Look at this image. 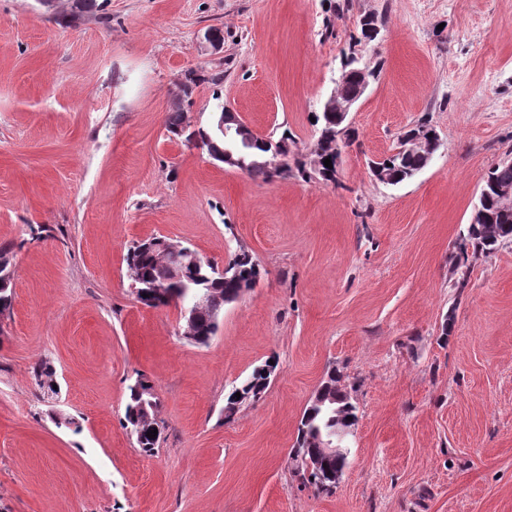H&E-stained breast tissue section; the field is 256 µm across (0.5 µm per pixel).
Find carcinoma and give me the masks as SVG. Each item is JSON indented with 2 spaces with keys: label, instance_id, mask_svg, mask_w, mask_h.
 <instances>
[{
  "label": "carcinoma",
  "instance_id": "obj_1",
  "mask_svg": "<svg viewBox=\"0 0 512 512\" xmlns=\"http://www.w3.org/2000/svg\"><path fill=\"white\" fill-rule=\"evenodd\" d=\"M360 32L364 39L373 41L380 33V27L386 24V19L373 14L360 18ZM357 56L351 54L345 58V77L342 80L343 92L349 94L357 87L355 70ZM320 127L314 139L309 144L311 162L313 165L297 161L295 165H286L281 170H272L266 166L267 149L265 137L252 139L250 145L238 152L229 143L224 148L234 151L235 157L243 158L240 169L246 171L252 178L269 181L274 176L288 177L298 175L303 179H312L317 175L324 180H332L336 168L324 165L325 159L336 163L339 153L336 152V122L332 115L321 113L317 118ZM167 130L176 138H182L186 143L205 148V138L213 135L214 128H198L186 131L188 127L186 115L179 109L168 113ZM428 163V159L416 154H393L381 160L379 165L388 177L391 185L400 184L420 172ZM483 184L488 190L484 196L483 209L485 220L481 224L469 226L468 238L472 246L471 255L489 256L506 241H512V214L504 215L498 212L495 200L496 186H512V165L499 163L493 166L484 177ZM126 262L130 271L131 287L138 289L142 295L140 301L148 307L174 305L187 309L193 304V294L206 292L210 300L203 307L194 309V321L191 329L196 337V343L206 345L215 335L218 324L217 318L224 310V305L236 300L238 290L243 283H256L261 277L259 264L252 254L241 248L235 252L227 264L224 276H215L212 264L201 261L194 267L184 270L182 279L167 284L164 296H153V286L170 276V269L165 263L163 253L151 246V240L133 244L127 252ZM13 274L3 275L0 269V311H11L13 306ZM56 372L50 362L41 360L32 368L35 385L43 392L56 393L53 388ZM270 382L267 367H258L251 375L232 388L225 397L224 412L226 416L233 415L238 408L249 400H254L264 392ZM158 397L153 394V385L144 377H138L129 386L128 400L125 409L126 426L135 430V441L140 451L146 456H152L159 447L162 426L156 425L157 437H147L151 431L148 423L143 421L145 415L157 414ZM355 406L349 401L347 393L337 385L336 372L327 373L315 394V398L305 409L298 428L296 456L300 457L303 470L310 471L309 480L324 491L334 487L336 470L344 469L347 458L338 461L328 460L320 455L319 438L336 429L341 423L351 428L355 425Z\"/></svg>",
  "mask_w": 512,
  "mask_h": 512
}]
</instances>
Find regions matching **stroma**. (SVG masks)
<instances>
[{"instance_id":"obj_1","label":"stroma","mask_w":512,"mask_h":512,"mask_svg":"<svg viewBox=\"0 0 512 512\" xmlns=\"http://www.w3.org/2000/svg\"><path fill=\"white\" fill-rule=\"evenodd\" d=\"M368 14L387 19L372 42ZM350 53L375 77L334 180H255L166 130L191 71L192 127L221 103L305 151ZM422 121L440 139L428 166L376 180L370 162ZM510 156L512 0H0V245L15 270L0 512H512V241L470 258L466 287L452 273L482 178ZM155 236L260 264L208 344L132 293L127 250ZM269 360L264 393L225 417L231 387ZM332 369L357 422L322 492L295 448ZM140 375L163 425L150 457L124 426ZM56 372L50 362L41 360L37 362L32 368V377L35 385L43 391V393L56 394V389L53 388Z\"/></svg>"}]
</instances>
